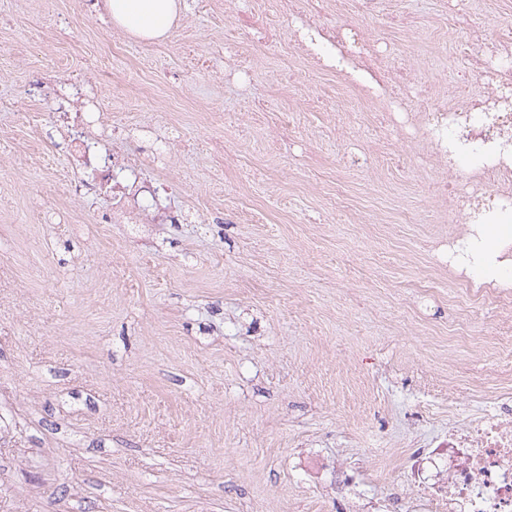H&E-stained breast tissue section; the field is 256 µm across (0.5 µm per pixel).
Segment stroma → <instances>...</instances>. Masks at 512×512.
<instances>
[{
    "label": "stroma",
    "mask_w": 512,
    "mask_h": 512,
    "mask_svg": "<svg viewBox=\"0 0 512 512\" xmlns=\"http://www.w3.org/2000/svg\"><path fill=\"white\" fill-rule=\"evenodd\" d=\"M228 1L183 0L150 41L103 0H0V512H386L395 490L433 512L438 466L408 458L512 393V328L430 275L443 169L330 76L287 84L294 55L254 54L250 91L225 87ZM447 12L342 0L336 18L439 94L512 0ZM73 81L103 103L101 147L162 152L139 178L178 222H113L111 190L83 186L44 103Z\"/></svg>",
    "instance_id": "stroma-1"
}]
</instances>
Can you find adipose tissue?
Listing matches in <instances>:
<instances>
[{"label": "adipose tissue", "instance_id": "obj_1", "mask_svg": "<svg viewBox=\"0 0 512 512\" xmlns=\"http://www.w3.org/2000/svg\"><path fill=\"white\" fill-rule=\"evenodd\" d=\"M113 23L142 39L168 36L179 12L180 0H105Z\"/></svg>", "mask_w": 512, "mask_h": 512}]
</instances>
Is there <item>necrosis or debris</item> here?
I'll list each match as a JSON object with an SVG mask.
<instances>
[{"label":"necrosis or debris","mask_w":512,"mask_h":512,"mask_svg":"<svg viewBox=\"0 0 512 512\" xmlns=\"http://www.w3.org/2000/svg\"><path fill=\"white\" fill-rule=\"evenodd\" d=\"M259 28L288 21L291 38L254 37V44L279 54L304 51L308 63L344 80L361 101L379 105L401 137L422 139L433 155L445 158L456 144L470 163L465 182H437L432 194L453 217L467 224L512 223V101L498 97L496 83L512 79V30L480 44L476 71L480 92L465 91L442 103L404 65L387 66L391 49L352 23L326 22L303 9L299 0H256ZM85 129L71 138L79 165L100 172L122 170L135 178L136 166L95 146L100 104L87 99ZM427 457L447 465L446 493L435 512H512V398L490 397L487 410L468 425L451 428L448 439L427 449Z\"/></svg>","instance_id":"4bbe7bcc"}]
</instances>
